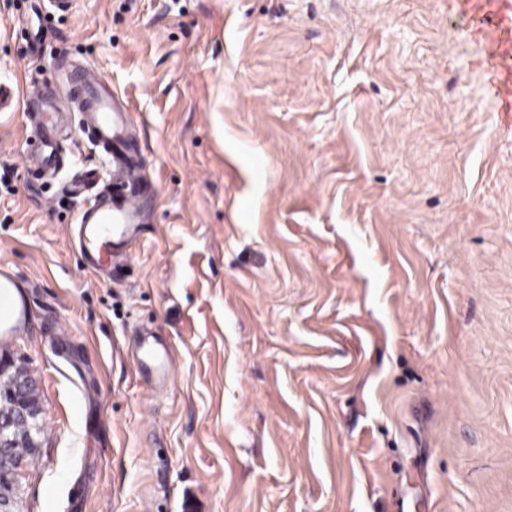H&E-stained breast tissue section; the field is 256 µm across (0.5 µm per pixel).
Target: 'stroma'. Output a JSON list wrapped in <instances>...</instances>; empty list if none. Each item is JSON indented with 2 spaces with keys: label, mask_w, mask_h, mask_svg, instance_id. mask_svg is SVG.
Wrapping results in <instances>:
<instances>
[{
  "label": "stroma",
  "mask_w": 512,
  "mask_h": 512,
  "mask_svg": "<svg viewBox=\"0 0 512 512\" xmlns=\"http://www.w3.org/2000/svg\"><path fill=\"white\" fill-rule=\"evenodd\" d=\"M453 0H0V81L83 68L142 154L112 279L63 225L108 179L0 112V363L40 393L19 512H512V129ZM172 374L143 376L141 331ZM56 120L57 116L53 115V113L42 112V132L38 142L31 143L30 141H27L26 153L28 159L31 158L34 160L35 163L39 165V169L50 166L56 156L55 144L49 131L53 129ZM12 279L8 276L0 277V290L10 288L9 291L3 292L0 295V318L11 317L15 312L19 311L20 298L16 288H12Z\"/></svg>",
  "instance_id": "1"
}]
</instances>
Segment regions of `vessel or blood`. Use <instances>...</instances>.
<instances>
[{
  "label": "vessel or blood",
  "mask_w": 512,
  "mask_h": 512,
  "mask_svg": "<svg viewBox=\"0 0 512 512\" xmlns=\"http://www.w3.org/2000/svg\"><path fill=\"white\" fill-rule=\"evenodd\" d=\"M472 32L486 48L483 68L489 76V90L500 112L512 119V0H460ZM64 86L78 112L82 127L92 144L112 158L113 177L93 203L82 209L77 223L64 226L66 235L76 237L88 270L99 273L116 256L127 253V246L138 224L140 197L136 186L142 160L132 148L130 131L134 126L129 112L119 108L102 80L86 72L65 80ZM56 122L52 113L41 117V136L28 144L26 153L39 165L50 166L55 144L50 132ZM142 374L169 376L172 364L165 354L146 350L138 362Z\"/></svg>",
  "instance_id": "b4317fda"
}]
</instances>
